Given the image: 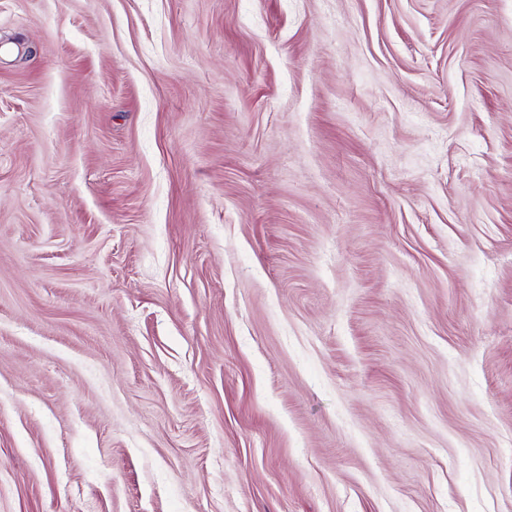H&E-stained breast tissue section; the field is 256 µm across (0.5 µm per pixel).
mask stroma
I'll use <instances>...</instances> for the list:
<instances>
[{"mask_svg": "<svg viewBox=\"0 0 512 512\" xmlns=\"http://www.w3.org/2000/svg\"><path fill=\"white\" fill-rule=\"evenodd\" d=\"M0 512H512V0H0Z\"/></svg>", "mask_w": 512, "mask_h": 512, "instance_id": "obj_1", "label": "stroma"}]
</instances>
